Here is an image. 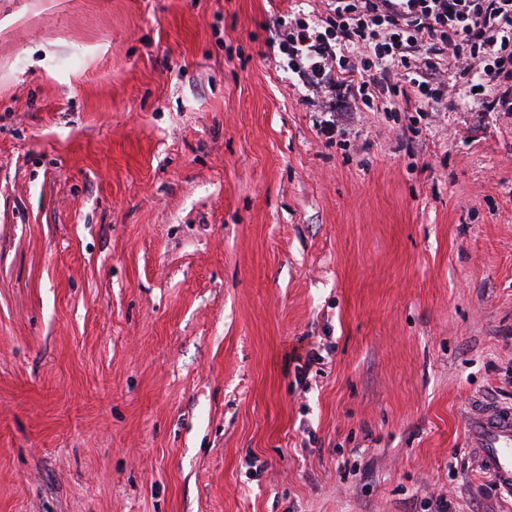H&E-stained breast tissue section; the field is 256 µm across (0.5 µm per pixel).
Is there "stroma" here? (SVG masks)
Segmentation results:
<instances>
[{
	"label": "stroma",
	"mask_w": 512,
	"mask_h": 512,
	"mask_svg": "<svg viewBox=\"0 0 512 512\" xmlns=\"http://www.w3.org/2000/svg\"><path fill=\"white\" fill-rule=\"evenodd\" d=\"M295 1L0 0V512H512V112L332 119ZM470 450L496 488L512 496V407L485 403L466 420Z\"/></svg>",
	"instance_id": "1"
}]
</instances>
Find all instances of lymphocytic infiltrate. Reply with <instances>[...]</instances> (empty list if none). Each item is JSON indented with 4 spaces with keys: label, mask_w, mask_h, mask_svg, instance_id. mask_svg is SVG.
<instances>
[{
    "label": "lymphocytic infiltrate",
    "mask_w": 512,
    "mask_h": 512,
    "mask_svg": "<svg viewBox=\"0 0 512 512\" xmlns=\"http://www.w3.org/2000/svg\"><path fill=\"white\" fill-rule=\"evenodd\" d=\"M288 69L362 112H512V0H328L281 35Z\"/></svg>",
    "instance_id": "f902f5d3"
}]
</instances>
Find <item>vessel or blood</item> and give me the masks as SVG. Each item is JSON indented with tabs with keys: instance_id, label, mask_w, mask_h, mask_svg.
Returning <instances> with one entry per match:
<instances>
[{
	"instance_id": "vessel-or-blood-1",
	"label": "vessel or blood",
	"mask_w": 512,
	"mask_h": 512,
	"mask_svg": "<svg viewBox=\"0 0 512 512\" xmlns=\"http://www.w3.org/2000/svg\"><path fill=\"white\" fill-rule=\"evenodd\" d=\"M468 443L496 488L512 495V407L485 403L466 420Z\"/></svg>"
}]
</instances>
